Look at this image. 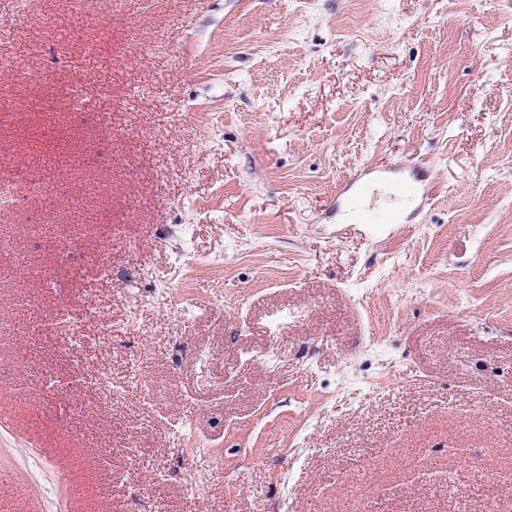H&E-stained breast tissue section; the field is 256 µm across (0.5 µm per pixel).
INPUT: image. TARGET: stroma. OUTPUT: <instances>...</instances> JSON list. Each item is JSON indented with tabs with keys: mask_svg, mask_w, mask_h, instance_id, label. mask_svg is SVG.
<instances>
[{
	"mask_svg": "<svg viewBox=\"0 0 512 512\" xmlns=\"http://www.w3.org/2000/svg\"><path fill=\"white\" fill-rule=\"evenodd\" d=\"M0 110L15 498L512 512V0H0ZM14 175L0 177V209H20L24 207L29 199L28 190L34 180L31 178L26 182V190H22L16 181Z\"/></svg>",
	"mask_w": 512,
	"mask_h": 512,
	"instance_id": "1",
	"label": "stroma"
}]
</instances>
